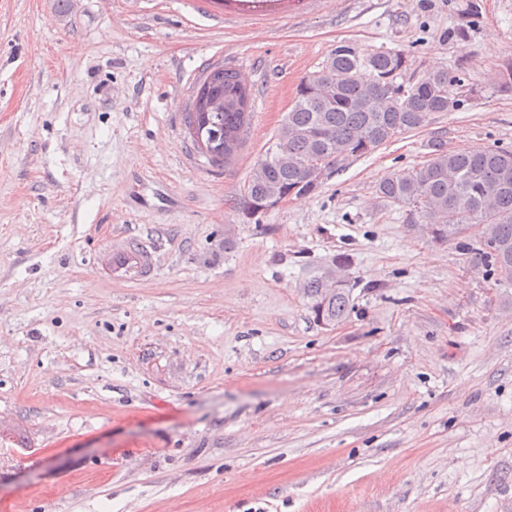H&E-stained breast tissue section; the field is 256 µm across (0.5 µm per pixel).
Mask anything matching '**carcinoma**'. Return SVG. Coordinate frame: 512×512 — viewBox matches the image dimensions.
<instances>
[{"label":"carcinoma","mask_w":512,"mask_h":512,"mask_svg":"<svg viewBox=\"0 0 512 512\" xmlns=\"http://www.w3.org/2000/svg\"><path fill=\"white\" fill-rule=\"evenodd\" d=\"M405 64L400 52L365 54L353 44L336 46L321 69L299 83L276 149L258 161L237 211L252 219L264 213L269 198L311 193L318 184L309 179V163L327 171L371 153L421 128L431 115L457 110L473 92L444 69L405 88L395 82ZM252 106L251 85L238 69L211 67L183 114L191 145L197 146L194 133L203 129L222 157L215 167L231 164L245 143ZM377 194L419 215L438 241L472 224L483 226L481 251L489 272L512 282V150L455 151L437 142L426 166L383 179ZM330 276L336 278V293L326 297ZM305 293L318 322L339 321L349 310L350 289L338 269L310 278Z\"/></svg>","instance_id":"1"}]
</instances>
